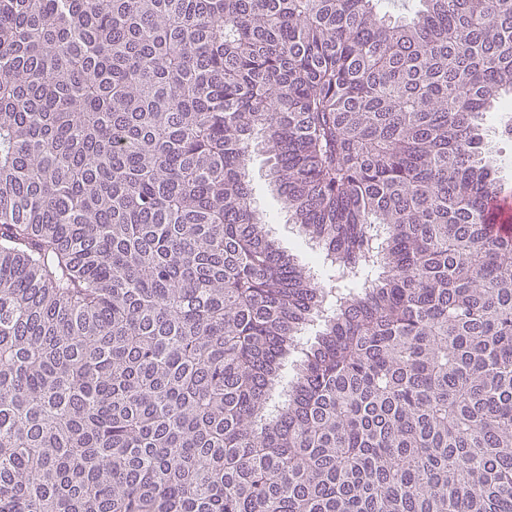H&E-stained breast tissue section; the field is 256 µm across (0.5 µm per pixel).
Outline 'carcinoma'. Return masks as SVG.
Wrapping results in <instances>:
<instances>
[{"mask_svg":"<svg viewBox=\"0 0 512 512\" xmlns=\"http://www.w3.org/2000/svg\"><path fill=\"white\" fill-rule=\"evenodd\" d=\"M511 103L512 0H0V512H512ZM485 128V141L489 142L500 161L499 176L512 191V138L510 139L502 133L501 112L489 117ZM249 170L255 186L257 205L270 216L274 235L281 246L298 254L302 259L308 258L309 251L302 244L297 229L293 224H288L287 217L282 211L276 196L270 190V172L266 155L262 152L253 153L249 163ZM487 208L494 217L496 230L498 232L511 233V215H512V196L511 192L507 195L496 192L490 195Z\"/></svg>","mask_w":512,"mask_h":512,"instance_id":"cac0c4a2","label":"carcinoma"}]
</instances>
